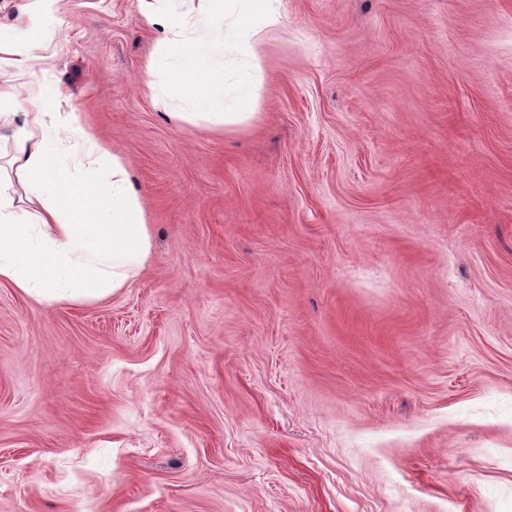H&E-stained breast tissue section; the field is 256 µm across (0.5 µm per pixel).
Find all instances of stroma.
Listing matches in <instances>:
<instances>
[{"instance_id": "1", "label": "stroma", "mask_w": 512, "mask_h": 512, "mask_svg": "<svg viewBox=\"0 0 512 512\" xmlns=\"http://www.w3.org/2000/svg\"><path fill=\"white\" fill-rule=\"evenodd\" d=\"M283 7L244 133L160 114L138 0L29 33L153 248L0 285V512H512V0Z\"/></svg>"}]
</instances>
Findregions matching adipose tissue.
Instances as JSON below:
<instances>
[{
  "instance_id": "adipose-tissue-1",
  "label": "adipose tissue",
  "mask_w": 512,
  "mask_h": 512,
  "mask_svg": "<svg viewBox=\"0 0 512 512\" xmlns=\"http://www.w3.org/2000/svg\"><path fill=\"white\" fill-rule=\"evenodd\" d=\"M142 23L161 36L162 53L143 79L167 117L209 129H249L256 111L257 42L284 25L282 0H138ZM222 54L224 68L214 65ZM34 52L0 37V123L22 116L13 135V179L0 180V283L42 305L83 304L123 288L153 246L126 158L86 129L56 85L18 97L34 73ZM189 104L186 112L178 104Z\"/></svg>"
}]
</instances>
